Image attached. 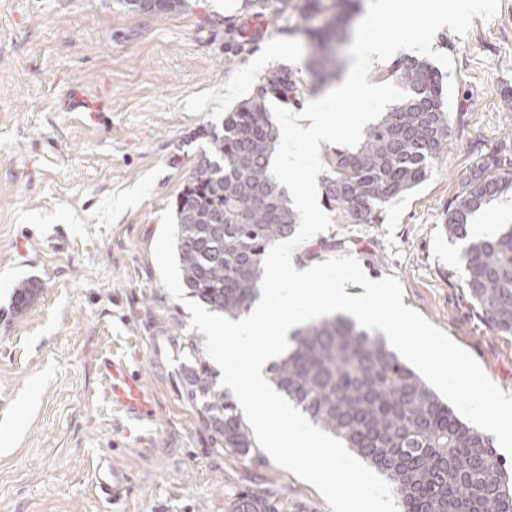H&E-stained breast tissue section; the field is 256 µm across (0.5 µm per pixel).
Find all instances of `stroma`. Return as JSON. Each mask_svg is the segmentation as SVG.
Returning <instances> with one entry per match:
<instances>
[{"label":"stroma","instance_id":"35a3bbf8","mask_svg":"<svg viewBox=\"0 0 512 512\" xmlns=\"http://www.w3.org/2000/svg\"><path fill=\"white\" fill-rule=\"evenodd\" d=\"M457 130L429 179L375 221L301 243L298 264L353 256L367 276L398 278L403 303L444 331L512 394V336L494 331L463 283L461 246L444 216L476 165L512 161V0L439 30ZM297 18L247 0H188L142 14L119 0H0V512H224L242 487L269 490L283 512H331L265 452L219 448L183 393L179 347L204 341L153 258L204 145L268 69L305 71ZM81 96L88 110L69 109ZM335 249H326V242ZM24 281L40 293L13 311ZM124 359L146 392L132 422L99 401V360ZM108 455L128 476L113 503L90 485Z\"/></svg>","mask_w":512,"mask_h":512}]
</instances>
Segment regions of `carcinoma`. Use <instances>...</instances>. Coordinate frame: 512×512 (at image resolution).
<instances>
[{"instance_id": "1", "label": "carcinoma", "mask_w": 512, "mask_h": 512, "mask_svg": "<svg viewBox=\"0 0 512 512\" xmlns=\"http://www.w3.org/2000/svg\"><path fill=\"white\" fill-rule=\"evenodd\" d=\"M261 9L305 18L317 0H254ZM356 0H336L337 12L310 32L312 72L323 82L339 70L335 46L346 37L344 13ZM129 11L174 13L187 0H121ZM408 98L368 127L361 144L336 151L322 176L327 206L354 222L368 220L392 199L423 183L453 139L443 79L426 60L404 58L389 70ZM301 79L276 67L255 93L198 130L204 151L174 205L176 253L189 297L237 319L260 296L268 247L296 232L299 215L271 171L281 132L267 100L300 103ZM512 165L492 157L468 177L448 207L444 231L462 250L464 285L491 328L512 335V226L469 237L473 215L512 191ZM38 289H14L22 310ZM292 345L270 367L275 390L315 424L333 433L384 474L400 512H512V474L490 439L453 412L422 377L372 330L333 313L295 329ZM180 380L189 401L221 445L247 457L256 448L220 373L190 339ZM224 512H281L264 490L247 488L224 500Z\"/></svg>"}]
</instances>
